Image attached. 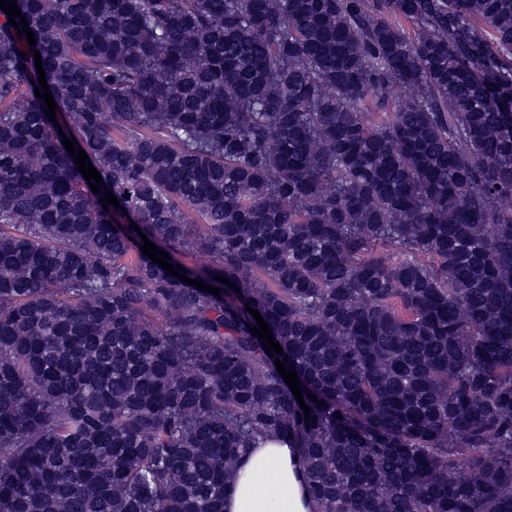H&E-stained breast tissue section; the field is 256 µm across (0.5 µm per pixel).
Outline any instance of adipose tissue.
Masks as SVG:
<instances>
[{
  "mask_svg": "<svg viewBox=\"0 0 512 512\" xmlns=\"http://www.w3.org/2000/svg\"><path fill=\"white\" fill-rule=\"evenodd\" d=\"M296 449L265 440L239 463L224 494V512H312Z\"/></svg>",
  "mask_w": 512,
  "mask_h": 512,
  "instance_id": "adipose-tissue-1",
  "label": "adipose tissue"
}]
</instances>
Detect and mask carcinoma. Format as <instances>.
Instances as JSON below:
<instances>
[{
	"label": "carcinoma",
	"mask_w": 512,
	"mask_h": 512,
	"mask_svg": "<svg viewBox=\"0 0 512 512\" xmlns=\"http://www.w3.org/2000/svg\"><path fill=\"white\" fill-rule=\"evenodd\" d=\"M14 2L0 512H224L279 436L314 512H512V0Z\"/></svg>",
	"instance_id": "obj_1"
}]
</instances>
